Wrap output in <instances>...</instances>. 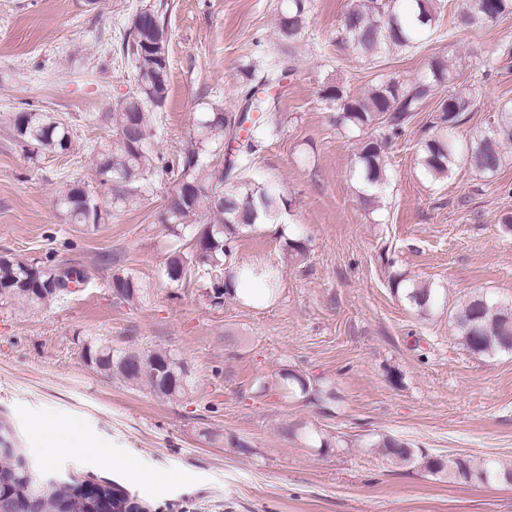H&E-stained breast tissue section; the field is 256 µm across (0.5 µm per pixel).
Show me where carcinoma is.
<instances>
[{
    "instance_id": "obj_1",
    "label": "carcinoma",
    "mask_w": 512,
    "mask_h": 512,
    "mask_svg": "<svg viewBox=\"0 0 512 512\" xmlns=\"http://www.w3.org/2000/svg\"><path fill=\"white\" fill-rule=\"evenodd\" d=\"M312 0H281L276 29L280 41L293 43L304 27ZM145 18L129 28L121 51L134 70L133 92L101 117L112 121V139L91 148L100 182L110 187L112 206L117 209L138 203L141 189L159 168L162 158L153 154L149 112L160 109L170 86L169 35L159 11L141 10ZM512 15V0H463L459 22L468 28L482 27ZM438 29L433 0H351L342 20V36L359 56L377 57L415 48ZM294 57L285 55L271 68L257 75L246 71L251 85L245 106L239 112L217 107L202 113L196 121L190 146L181 156L178 184L159 223L173 237L166 259V276L180 281L190 269L204 271L206 299L214 307L235 296L238 271L232 267L234 242L256 224H277L291 202L272 185L245 174L242 164L251 160L263 143L280 134L273 118L278 98L270 90L281 87L294 72ZM448 93L438 97L443 88ZM320 96L336 112V123L359 137L352 167L361 198L372 201L388 178L386 148L425 104L439 98L428 136L419 146L420 167L432 181L448 178L466 164L476 171L494 175L504 162L505 146L512 144V108L503 107L484 130L468 137L460 135L464 115L476 105L472 86L457 83L455 64L445 57L429 60L427 70L411 79L386 77L363 94H352L335 84L323 86ZM13 138L25 147L46 155L67 154L74 149V131L66 122L44 112H19L13 121ZM222 160H210L215 151ZM56 206L71 224L98 227L103 211L93 194L80 184L64 186ZM210 216L212 222L199 230L190 224L194 217ZM189 236L193 248L186 253L180 242ZM55 265H34L11 255L0 256V303L35 309L67 294V288L51 289L45 281L55 277ZM115 297L133 303L143 293L131 275L112 278ZM394 291L418 311L428 314L440 301V291L415 286L404 279H392ZM456 335L464 348L474 354L494 357L511 353L512 308L482 294L466 299L450 311ZM85 363L108 377L129 384H141L155 395L178 399L189 393L191 380L184 362L170 350H118L95 341L84 348ZM285 390L297 395H318L319 389L304 378L288 372ZM394 463H419L425 470L453 482L478 481L485 485L512 482V467L504 468L494 459L473 464L469 458L431 456L387 435L372 443ZM0 506L13 512H90L93 508L81 482L64 485L41 480L25 469L24 460L12 441L0 436Z\"/></svg>"
}]
</instances>
